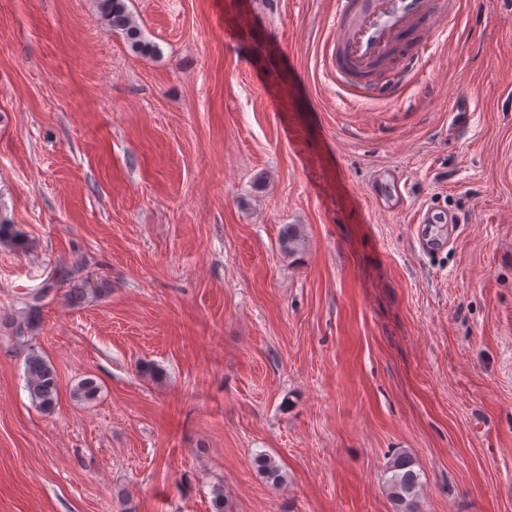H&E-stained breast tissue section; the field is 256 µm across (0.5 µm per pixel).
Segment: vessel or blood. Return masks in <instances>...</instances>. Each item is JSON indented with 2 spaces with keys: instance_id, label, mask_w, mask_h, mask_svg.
<instances>
[{
  "instance_id": "b4317fda",
  "label": "vessel or blood",
  "mask_w": 512,
  "mask_h": 512,
  "mask_svg": "<svg viewBox=\"0 0 512 512\" xmlns=\"http://www.w3.org/2000/svg\"><path fill=\"white\" fill-rule=\"evenodd\" d=\"M456 15L453 0H334L322 68L350 103L401 89Z\"/></svg>"
}]
</instances>
